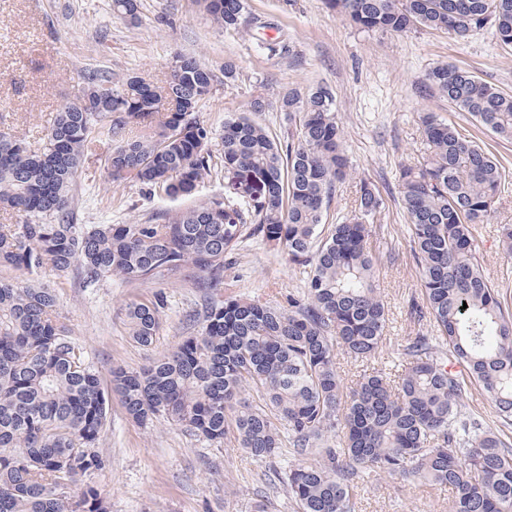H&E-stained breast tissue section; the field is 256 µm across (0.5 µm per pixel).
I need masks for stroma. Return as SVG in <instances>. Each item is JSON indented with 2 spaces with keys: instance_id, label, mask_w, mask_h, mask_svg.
Instances as JSON below:
<instances>
[{
  "instance_id": "stroma-1",
  "label": "stroma",
  "mask_w": 512,
  "mask_h": 512,
  "mask_svg": "<svg viewBox=\"0 0 512 512\" xmlns=\"http://www.w3.org/2000/svg\"><path fill=\"white\" fill-rule=\"evenodd\" d=\"M249 8L267 22L266 37L287 35L289 54L257 53L250 36L224 32L193 0H142L135 23L113 13L112 0H0V129L39 139L58 104L80 94L85 71L105 70L117 80L136 74L160 86L177 53L195 57L214 73L212 94L199 116L217 129L227 113L246 111L261 93L270 108L258 113L257 121L276 140L287 142L288 119L276 108L280 93L329 86L336 94L353 174L337 186L326 221L332 224L354 212L361 182L374 185L385 201L367 242L389 318L371 364L398 370L407 339L431 331L429 320L410 313L411 301L422 295L395 179L400 166L423 163L429 156L422 116L432 113L458 126L512 170V141L468 121L427 89L425 75L434 64L448 62L512 92V50L497 46L486 32L466 39L425 30L363 33L322 0H249ZM228 60L237 65L231 82L224 79ZM110 150V141L98 143L78 173L76 223L131 224L224 192L223 180L215 177L177 200L135 182H110L104 171ZM504 224H512V187L502 193L491 221L474 230L488 279L512 303V257L500 243ZM224 276L233 281L235 294L263 302L280 301L306 285L302 268L257 235L243 239ZM48 281L72 342L105 379L112 366L137 369L176 348L189 334L190 314L200 307L194 289L174 278L156 284L115 276L88 287L72 269L49 275ZM159 289L167 296L162 327L154 345L145 348L128 336L123 309ZM100 448L107 463L90 481L111 512H253L266 499L273 512L298 510L285 487L268 479L270 468L288 467L289 457L273 464L257 460L231 437L218 446L161 418L140 425L115 401ZM353 494L358 512H451L447 489L398 476H372Z\"/></svg>"
}]
</instances>
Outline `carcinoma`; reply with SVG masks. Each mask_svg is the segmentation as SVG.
<instances>
[{
  "label": "carcinoma",
  "mask_w": 512,
  "mask_h": 512,
  "mask_svg": "<svg viewBox=\"0 0 512 512\" xmlns=\"http://www.w3.org/2000/svg\"><path fill=\"white\" fill-rule=\"evenodd\" d=\"M195 2L226 32L263 28L248 0ZM324 3L367 32L466 38L490 27L512 49V0ZM112 8L138 18V0H112ZM175 58L178 71L162 87L83 74L81 95L58 105L37 142L0 130V210L21 217L0 224V269L21 273L0 277V512H109L93 484L76 496L69 487L106 467L99 444L112 396L137 423L161 417L217 445L231 435L257 460L288 448L295 463L272 477L299 512H355V483L373 473L444 487L452 512H512V436L504 433L512 429V308L478 262L472 233L494 212L506 168L454 125L423 117L430 156L402 167L397 183L426 305L412 309L429 316L431 334L408 339L396 377L374 369L346 389L338 357L376 358L387 327L367 248L384 201L363 181L357 213L324 221L352 172L333 91L280 95L296 130L282 148L251 117L269 107L261 95L219 132L201 120L215 75L194 57ZM426 82L455 111L512 140L511 93L448 63ZM131 124L150 133L128 139ZM100 138L112 142L105 172L113 182L177 199L215 173L233 195L136 224H77L73 186ZM247 230L304 268L303 291L276 304L230 291L224 265ZM73 267L87 286L112 276L182 278L200 295L199 329L145 367L112 368L106 389L71 341L56 290L43 283ZM166 305L159 289L125 306L136 344H153ZM247 387L264 404L241 398ZM474 387L497 424L468 408Z\"/></svg>",
  "instance_id": "obj_1"
}]
</instances>
